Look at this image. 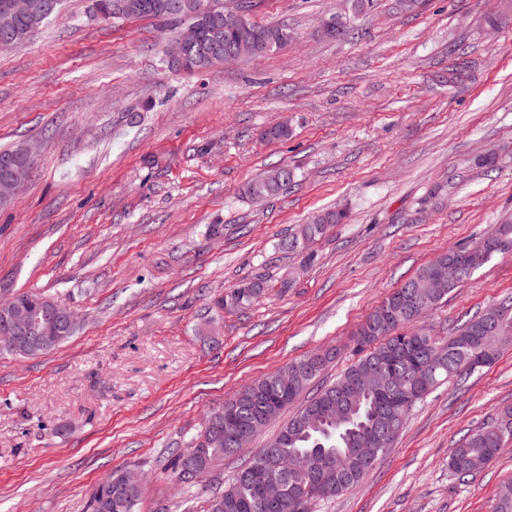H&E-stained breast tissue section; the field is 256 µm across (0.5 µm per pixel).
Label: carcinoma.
<instances>
[{
	"instance_id": "carcinoma-1",
	"label": "carcinoma",
	"mask_w": 512,
	"mask_h": 512,
	"mask_svg": "<svg viewBox=\"0 0 512 512\" xmlns=\"http://www.w3.org/2000/svg\"><path fill=\"white\" fill-rule=\"evenodd\" d=\"M221 0H93L94 12L114 20L126 18H152L168 21L176 31L181 26L197 28L198 42L192 51L201 69L224 63V51L235 48L238 37L224 28V7ZM33 10L27 15L4 17L0 12V33L9 29L15 34L30 37L44 21L56 12L60 0H31ZM374 0H353V20L342 30L330 34L343 39L354 30L355 21L373 7ZM256 48L253 54L264 55L280 49L294 39V32L286 24L260 26L252 24ZM294 180V172L288 167L272 168L264 172L259 181L248 183L243 193L257 200L280 194ZM347 218L342 209L325 210L314 215L298 230L282 239L279 248L299 256L298 265L290 268L281 280L286 288L316 259L314 251L306 244L321 238L335 224ZM456 255L451 250L419 268L399 287L389 293L370 312L357 332L353 352L357 359L333 382L320 386L301 407L288 418L277 435L270 440L274 451L259 450L257 455L224 482V488L216 490L208 500L206 512H250L249 502L255 495V486L246 471L261 465L273 475H283L289 485L300 491L306 486V475L290 476L282 462L289 455L304 458L311 471L324 463L332 467L326 471L328 482L320 497L330 501L354 488L375 466V461L390 450L394 439L375 449L374 461L347 454L362 434L373 431L381 419L391 411L397 412V430H402L410 409L424 396L441 385L466 378L474 369L469 361L478 354V340L484 326L499 323V332L491 347L500 353L512 346V298L506 297L474 315L455 333L438 339L424 328L411 324L409 308L420 303L434 308L458 285L469 279V270L457 279L448 280L441 294L428 287L432 272L438 267H448V261ZM267 288V281L255 277L244 281L224 297L216 301V307L243 308L257 300ZM338 351L327 349L311 353L279 367L255 381V386L236 394L230 403L237 405L239 422L247 425L281 395L283 384H288V406L296 403L323 374L328 363ZM390 368L387 393L377 396L362 394L355 405L346 402L344 395L350 383L369 370L377 362ZM220 406L207 414L202 429L191 447L200 449L199 467L212 471L224 463V457L236 454V448L224 441L212 439L213 431L222 424ZM512 440V409L504 410L499 417L472 431L448 454V471L465 479L477 472L475 464H483L495 458ZM187 448H171L168 451V468L177 482L191 489L196 481L185 475ZM128 470L108 473L93 493L91 512H139L141 500L126 497L123 491L124 477Z\"/></svg>"
}]
</instances>
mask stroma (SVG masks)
<instances>
[{"label": "stroma", "mask_w": 512, "mask_h": 512, "mask_svg": "<svg viewBox=\"0 0 512 512\" xmlns=\"http://www.w3.org/2000/svg\"><path fill=\"white\" fill-rule=\"evenodd\" d=\"M344 7L252 0V22L288 23L296 39L199 74L163 63L168 24L117 23L92 0H65L26 45L0 51V147L34 152L0 208V288L52 295L80 322L48 353L0 354V512H90L100 479L126 468L146 480L140 512H204L215 482L185 489L166 449L291 360L343 347L322 375L336 380L385 296L512 222V0H425L412 15L375 0L339 40L325 24ZM463 59L470 71L449 84ZM281 122L291 136L266 140ZM278 165L295 172L287 190L242 197ZM343 207L314 266L281 287L295 257L280 239ZM252 277L267 282L258 300L215 308ZM509 296L512 252L420 324L443 339ZM510 405L512 349L417 403L360 485L311 512H493L512 443L467 481L448 453Z\"/></svg>", "instance_id": "1"}]
</instances>
